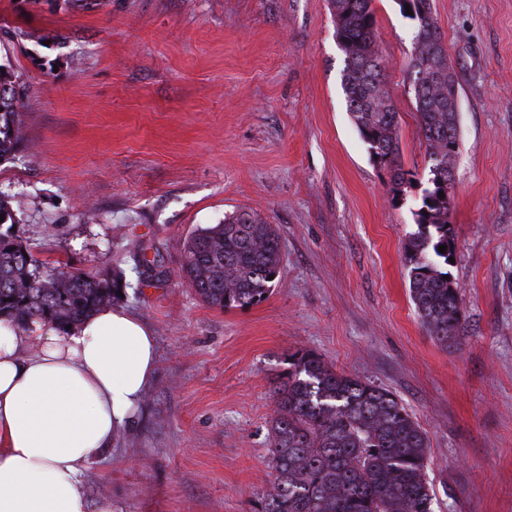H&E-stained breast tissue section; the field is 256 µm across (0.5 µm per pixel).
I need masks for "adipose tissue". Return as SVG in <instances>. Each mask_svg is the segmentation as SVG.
<instances>
[{"label":"adipose tissue","instance_id":"ef3b65f1","mask_svg":"<svg viewBox=\"0 0 512 512\" xmlns=\"http://www.w3.org/2000/svg\"><path fill=\"white\" fill-rule=\"evenodd\" d=\"M142 320L106 306L69 331L0 319V512H112L84 476L131 424L156 371Z\"/></svg>","mask_w":512,"mask_h":512}]
</instances>
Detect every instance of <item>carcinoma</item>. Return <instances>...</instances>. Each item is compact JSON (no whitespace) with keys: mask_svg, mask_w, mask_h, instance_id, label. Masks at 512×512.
<instances>
[{"mask_svg":"<svg viewBox=\"0 0 512 512\" xmlns=\"http://www.w3.org/2000/svg\"><path fill=\"white\" fill-rule=\"evenodd\" d=\"M344 53L341 87L370 159L389 170L393 198L412 180L399 163L398 113L385 87L372 0H331ZM411 21L415 51L408 64L428 179L448 180V131L459 151L458 82L437 25L433 0H396ZM29 86L22 71L0 62V160L23 147L20 107ZM431 183L415 212L418 231L404 245L409 292L418 318L438 343L452 347L463 332L461 298L448 278L454 256L448 194ZM0 318L24 328L50 322L62 331L121 299L126 284L108 269H45L11 227L10 196L0 192ZM445 245V252L439 246ZM274 225L235 211L224 223L198 228L187 241L181 279L207 304L229 310L258 304L278 276ZM271 490L263 512H433L426 477L429 442L421 424L389 390L336 371L309 350L288 355V371L271 381Z\"/></svg>","mask_w":512,"mask_h":512,"instance_id":"1","label":"carcinoma"}]
</instances>
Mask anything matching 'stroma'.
<instances>
[{"instance_id":"1","label":"stroma","mask_w":512,"mask_h":512,"mask_svg":"<svg viewBox=\"0 0 512 512\" xmlns=\"http://www.w3.org/2000/svg\"><path fill=\"white\" fill-rule=\"evenodd\" d=\"M400 162L391 199L347 110L330 0H0L24 72V148L0 162L16 233L48 267L122 273L157 368L86 471L118 512H262L270 381L312 350L393 392L427 432L434 512H512V0H434L461 113L451 224L465 330L441 347L403 245L427 173L409 20L372 0ZM275 225L267 300L220 310L179 274L187 239Z\"/></svg>"}]
</instances>
